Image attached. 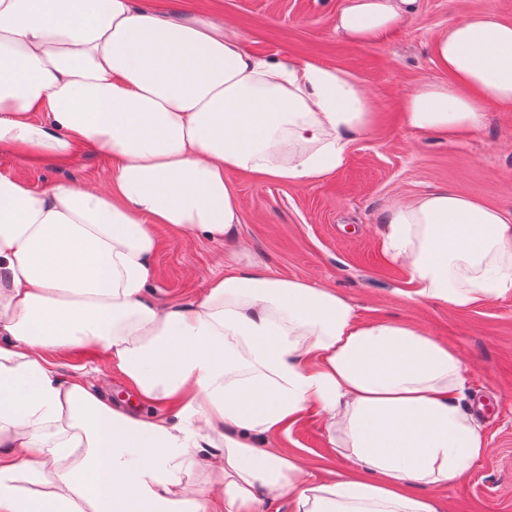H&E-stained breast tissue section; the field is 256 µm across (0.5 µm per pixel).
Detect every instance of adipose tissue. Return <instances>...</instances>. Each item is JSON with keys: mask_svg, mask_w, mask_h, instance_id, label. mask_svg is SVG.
<instances>
[{"mask_svg": "<svg viewBox=\"0 0 512 512\" xmlns=\"http://www.w3.org/2000/svg\"><path fill=\"white\" fill-rule=\"evenodd\" d=\"M415 0H344L334 30L364 46ZM445 82L404 98L422 135L512 110V22L465 15L434 42ZM372 103L347 71L260 57L238 34L134 0H0V150L111 163L103 187L36 191L0 173V512H439L419 485L461 480L487 452L459 403V353L405 323L358 320L336 291L250 264L161 306L156 228L234 238L230 173L304 185L341 167ZM386 249L422 301L459 308L512 293V215L437 190L397 202ZM93 346L143 415L53 350ZM350 462L325 482L258 446L307 414ZM205 486L183 477L197 463Z\"/></svg>", "mask_w": 512, "mask_h": 512, "instance_id": "adipose-tissue-1", "label": "adipose tissue"}]
</instances>
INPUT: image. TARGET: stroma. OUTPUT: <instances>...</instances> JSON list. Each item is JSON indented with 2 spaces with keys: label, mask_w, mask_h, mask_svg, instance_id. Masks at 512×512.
<instances>
[{
  "label": "stroma",
  "mask_w": 512,
  "mask_h": 512,
  "mask_svg": "<svg viewBox=\"0 0 512 512\" xmlns=\"http://www.w3.org/2000/svg\"><path fill=\"white\" fill-rule=\"evenodd\" d=\"M343 0H140L159 12L189 15L240 33L262 57L289 55L350 72L373 103L370 130L351 136L345 163L319 181L292 186L245 172L231 173L240 215L236 237L214 242L159 228V305L199 299L211 277L256 263L281 277L330 288L362 321L392 319L418 328L460 353L466 363L461 406L483 427L487 453L467 476L444 488L419 487L439 512H512V294L459 309L412 299L410 273L384 252L381 219L396 202L452 190L512 213V111L487 112L483 125L454 136L421 137L402 123L405 94L446 75L433 51L435 36L464 15L494 8L512 21V0H418L416 13L364 47L336 35ZM109 160L78 149L64 164L18 160L0 150V172L34 190L56 182L104 185ZM58 375L84 376L113 401L133 405L135 390L101 351L77 347L51 353ZM272 448L300 457L312 473L347 471L348 461L317 415L273 438Z\"/></svg>",
  "instance_id": "35a3bbf8"
}]
</instances>
